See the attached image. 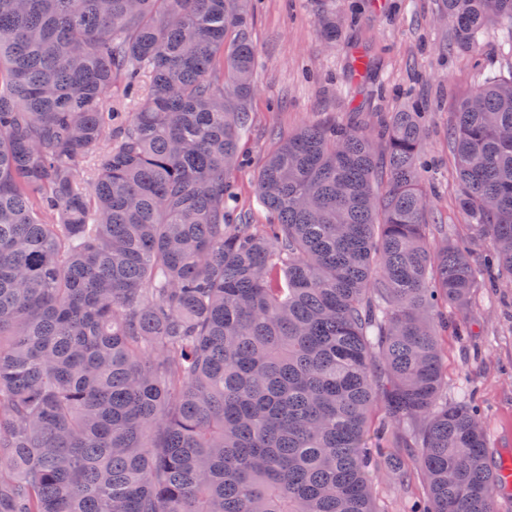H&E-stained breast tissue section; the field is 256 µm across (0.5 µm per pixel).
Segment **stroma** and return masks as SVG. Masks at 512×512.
<instances>
[{"label":"stroma","mask_w":512,"mask_h":512,"mask_svg":"<svg viewBox=\"0 0 512 512\" xmlns=\"http://www.w3.org/2000/svg\"><path fill=\"white\" fill-rule=\"evenodd\" d=\"M326 14L342 17L335 45L320 29ZM256 51L252 123L241 142L246 159L231 178L237 198L229 210L250 224L268 219L256 179L280 139L310 125L352 124L384 147L390 113L427 101L422 158L431 218L460 239L466 218L457 206V179L448 131L456 102L472 93L484 72L504 70L497 26L479 39L475 57L452 45L443 0H256L249 26ZM370 58L365 77L349 74L352 53ZM449 403L473 398L493 461L512 462V286L474 289L467 313L443 309L439 318ZM372 494L379 512H410L426 501L421 481L376 466Z\"/></svg>","instance_id":"obj_1"}]
</instances>
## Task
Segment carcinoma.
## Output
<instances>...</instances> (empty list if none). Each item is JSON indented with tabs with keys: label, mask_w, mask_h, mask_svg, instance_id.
<instances>
[{
	"label": "carcinoma",
	"mask_w": 512,
	"mask_h": 512,
	"mask_svg": "<svg viewBox=\"0 0 512 512\" xmlns=\"http://www.w3.org/2000/svg\"><path fill=\"white\" fill-rule=\"evenodd\" d=\"M253 0H0V512H378L375 402L422 448L426 512L507 492L442 401L439 308L478 272L429 238L421 113L387 185L348 124L284 139L274 220L231 224ZM476 49L512 0H445ZM140 97L108 106L112 90ZM512 74L453 112L459 202L512 279Z\"/></svg>",
	"instance_id": "obj_1"
}]
</instances>
